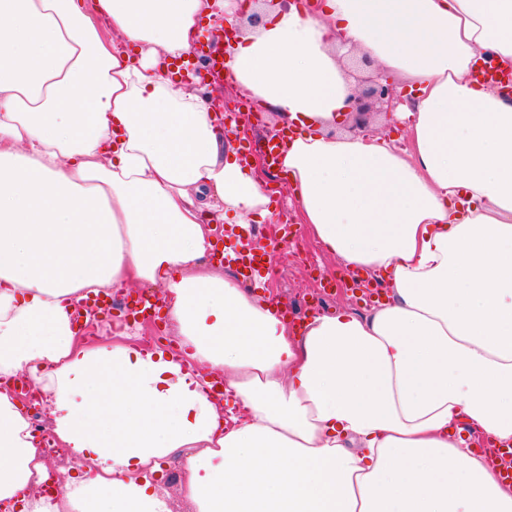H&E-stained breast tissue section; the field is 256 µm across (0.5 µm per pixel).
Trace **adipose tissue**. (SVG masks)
<instances>
[{
	"label": "adipose tissue",
	"mask_w": 512,
	"mask_h": 512,
	"mask_svg": "<svg viewBox=\"0 0 512 512\" xmlns=\"http://www.w3.org/2000/svg\"><path fill=\"white\" fill-rule=\"evenodd\" d=\"M236 29L229 78L291 134L305 229L384 296L289 325L203 267L215 224L276 222L266 170L162 68ZM414 98L386 135L339 133L347 55ZM512 62V0H0V504L6 512H512L480 449L512 447V102L470 79ZM160 287L175 350L79 337L75 302ZM30 380L68 454L43 495ZM240 400L226 426L214 378ZM278 475L248 492L244 464ZM178 465L176 461H172L167 467L165 477L162 481V486L168 491L170 495L171 505L173 512H190L189 506L182 501L177 494L178 487Z\"/></svg>",
	"instance_id": "ef3b65f1"
}]
</instances>
